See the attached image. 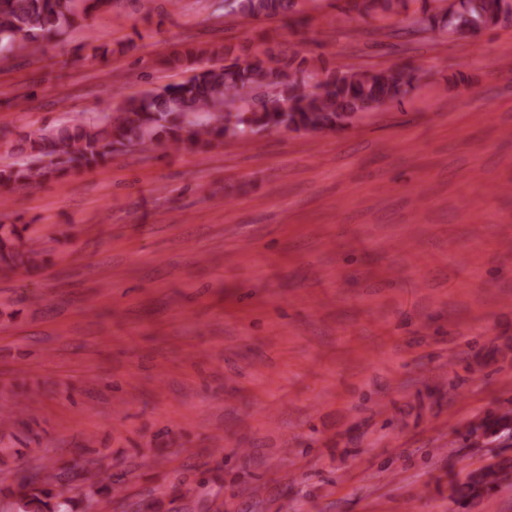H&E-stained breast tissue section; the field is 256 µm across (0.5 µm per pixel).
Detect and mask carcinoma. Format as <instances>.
Masks as SVG:
<instances>
[{
  "mask_svg": "<svg viewBox=\"0 0 512 512\" xmlns=\"http://www.w3.org/2000/svg\"><path fill=\"white\" fill-rule=\"evenodd\" d=\"M409 0H352L360 14L395 12ZM295 0H226L229 12L242 19L288 14ZM112 7V0H0V52L34 55L39 40H51L81 26L90 14ZM512 17V0H460L454 8L422 9L410 16L408 31L454 35L461 39L490 30ZM218 56L223 48L193 46L177 57L163 59L170 67L194 62L203 54ZM307 70L293 59L254 53L229 62L218 61L159 92L132 98L117 111L107 107L90 119L41 128L21 140L17 151L29 160L0 169V194L31 183L60 178L104 166L131 146L146 152L156 146L179 151H209L224 139H247L259 131L336 129L406 96L420 80L414 67L338 70L320 83L322 92L306 90ZM44 264L43 253L21 249L17 227L0 233V272L30 273ZM0 448V484L14 480L11 494L16 512H104L112 495L107 470L75 472L83 491L71 497L60 486V475L37 480L13 479ZM512 479V466L487 467L468 477L452 494L479 497Z\"/></svg>",
  "mask_w": 512,
  "mask_h": 512,
  "instance_id": "1",
  "label": "carcinoma"
}]
</instances>
